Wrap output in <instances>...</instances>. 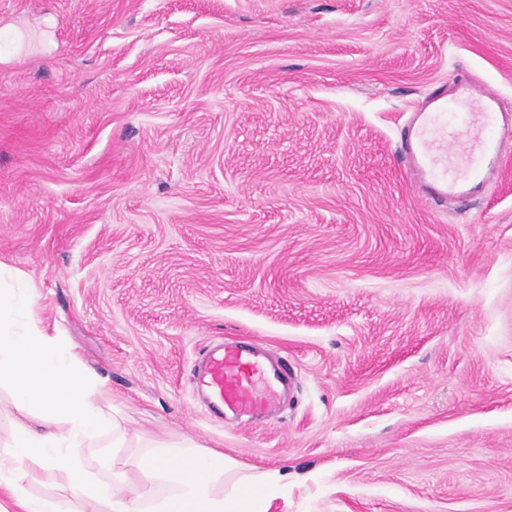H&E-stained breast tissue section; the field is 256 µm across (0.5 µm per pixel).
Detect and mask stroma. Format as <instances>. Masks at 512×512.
Here are the masks:
<instances>
[{
	"instance_id": "stroma-1",
	"label": "stroma",
	"mask_w": 512,
	"mask_h": 512,
	"mask_svg": "<svg viewBox=\"0 0 512 512\" xmlns=\"http://www.w3.org/2000/svg\"><path fill=\"white\" fill-rule=\"evenodd\" d=\"M0 261L131 446L284 473L268 512H512V146L424 203L399 133L467 71L512 120V0H0ZM241 341L268 417L189 381Z\"/></svg>"
}]
</instances>
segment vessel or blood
<instances>
[{
  "label": "vessel or blood",
  "mask_w": 512,
  "mask_h": 512,
  "mask_svg": "<svg viewBox=\"0 0 512 512\" xmlns=\"http://www.w3.org/2000/svg\"><path fill=\"white\" fill-rule=\"evenodd\" d=\"M467 110L468 120L449 129L451 106ZM500 98L470 76H458L452 92L429 97L400 132L399 161L419 195L430 200L474 196L499 173L502 146L512 140V127L499 120ZM265 365L255 348L214 343L196 366L192 383L214 416L225 410L259 411L265 400L253 389L254 375Z\"/></svg>",
  "instance_id": "1"
}]
</instances>
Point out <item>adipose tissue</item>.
<instances>
[{
	"label": "adipose tissue",
	"instance_id": "ef3b65f1",
	"mask_svg": "<svg viewBox=\"0 0 512 512\" xmlns=\"http://www.w3.org/2000/svg\"><path fill=\"white\" fill-rule=\"evenodd\" d=\"M37 297L21 273L0 262V381H8L17 416L7 459L0 460V498L19 512H268L281 477L243 470L223 451L193 442H151L139 460V481L121 468L104 483L84 463L86 445L111 434L113 448L125 433L108 390L49 336L36 317ZM47 478L54 497L29 486Z\"/></svg>",
	"mask_w": 512,
	"mask_h": 512
}]
</instances>
